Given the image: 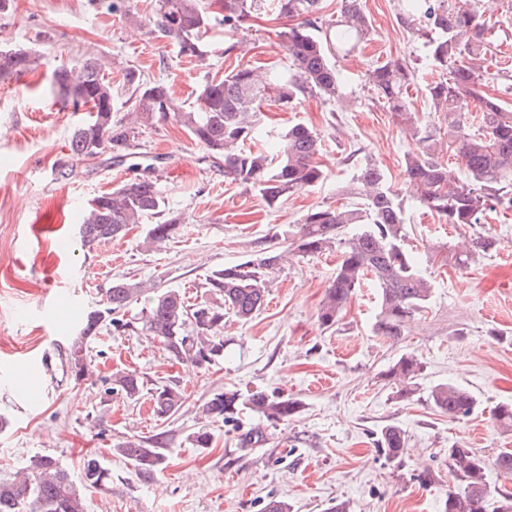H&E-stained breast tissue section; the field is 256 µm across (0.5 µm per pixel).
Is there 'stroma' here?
I'll use <instances>...</instances> for the list:
<instances>
[{"label": "stroma", "mask_w": 512, "mask_h": 512, "mask_svg": "<svg viewBox=\"0 0 512 512\" xmlns=\"http://www.w3.org/2000/svg\"><path fill=\"white\" fill-rule=\"evenodd\" d=\"M10 0L0 11V49H25L36 58L22 77L0 78V475L31 456L52 455L81 482L84 456L112 471L110 490L84 488L86 512H263L270 499L291 512H329L338 501L350 512H445L454 479L453 443L487 460L512 449V431L494 425L496 405L512 404V214L489 219L493 251L456 270L448 246L464 229L439 221L405 191V157L415 143L391 112L375 103L365 73L375 62L406 58L417 64L409 89L416 123L444 124L424 95L437 74L422 39L398 21V0H360L373 29L358 49L333 58L345 82L338 102L309 97L293 108L266 109L273 131L301 122L322 135L326 179L268 207L257 192L225 178L203 145L174 122L141 128L136 148L151 163L149 177L165 200L164 218L178 229L166 245L145 250L146 225L120 240L82 245L78 224L96 196L135 177L129 163L108 155L76 162L68 142L79 116L52 90V73L88 57L105 58L115 119H125L135 69L141 80L171 86L174 98L197 106L208 76L237 64H263L284 73L288 56L280 36L288 25L275 13L234 30L215 21L202 57L178 56L155 32V0ZM485 16L489 52L483 90L512 107V0H494ZM372 160L402 189L405 247L432 284V296L402 336L375 335L377 290L364 283L336 324L317 314L336 254L293 260L278 270L267 301L251 321L228 319L224 358L206 368L167 359L143 335L102 330L87 344L93 373L75 380L66 354L83 314L99 308L119 278L179 289L188 301L204 292L214 269L257 257L272 239L295 230L311 208L348 206L341 189L359 163ZM423 364L420 390L393 399L384 378L401 355ZM135 368L152 383H177L187 400L173 420L153 416L149 399L130 403L105 396L102 379ZM453 382L477 399L473 413L449 419L428 400L431 387ZM262 390L300 401L288 422L272 425L244 410L230 421L205 423L198 406L213 394ZM387 425L401 427L407 446L400 463L375 446ZM207 430L209 447L192 443ZM256 433L260 442L242 437ZM160 438L165 462L152 477L114 454L123 440ZM429 471L423 484L419 473Z\"/></svg>", "instance_id": "stroma-1"}]
</instances>
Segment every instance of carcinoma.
<instances>
[{"mask_svg": "<svg viewBox=\"0 0 512 512\" xmlns=\"http://www.w3.org/2000/svg\"><path fill=\"white\" fill-rule=\"evenodd\" d=\"M222 22L239 28L263 14L267 0H222ZM277 16L294 20L283 32L289 74L237 65L218 77L206 79L199 90L200 104L186 110L169 87L143 82L127 73L134 86L129 122L113 120L112 85L98 58H87L76 68L54 71L53 87L73 111L88 114L73 129L69 151L78 161L93 155L128 156L127 150L142 126L175 121L208 151V158L224 169V177L251 186L270 207L306 190L326 178L320 161V133L296 123L278 136L276 157L259 147L266 134L264 107L269 101L294 107L307 96L323 101L342 97L343 81L331 63L336 51L350 52L371 30V22L358 0H342L340 16L323 20V0H273ZM399 19L404 27L425 38L426 60L439 79L424 87L425 97L436 112L444 114L447 131L423 130L412 116L408 88L415 83L416 68L406 59H390L368 71L375 99L392 112L409 132L416 149L405 158L406 183L419 202L446 224L473 230L464 249L451 253V262L462 269L476 254L486 253L494 240L481 231L496 212H512V110L479 89L482 63L487 55L484 37L488 28L478 0H400ZM151 23L162 37L174 44L178 55L199 57L201 41L212 25L211 12L201 0H156ZM34 58L18 49L0 51V77L19 76ZM479 112L472 122V108ZM445 144L466 171L461 180L439 161L438 145ZM347 194L357 203L346 208L318 206L310 209L297 230L283 239L286 249L272 245L255 259L213 270L206 278L209 296L189 303L176 289L148 288L141 282L115 280L106 292L105 306L88 312L77 336L72 338L67 363L87 365L86 342L104 327L137 331L158 342L170 359L198 367L224 358V316L247 322L266 301L271 275L287 254L314 257L326 251L340 253L334 275L318 311L321 325L331 327L355 290L367 281L378 290L379 312L374 325L378 336L396 338L405 324L425 308L432 284L417 261L404 248L405 224L400 191L388 182L378 165L361 164L352 176ZM165 201L156 183L147 178L129 179L110 192L97 196L79 225L81 242L90 246L123 238L130 226L150 216L158 217ZM361 230L349 234L351 225ZM177 225L163 220L149 225L143 240L147 249L173 237ZM144 300L139 326L122 319L129 306ZM423 364L413 354L401 356L385 373L393 394L411 398L419 389ZM105 393H116L130 402L144 396L145 377L137 370L117 371L105 380ZM186 400L175 384L151 389L154 416L165 422ZM429 402L450 419L473 413L476 399L453 383H440L428 393ZM248 409L272 425L294 417L300 401L261 390L245 396L221 392L199 405L202 419L226 421ZM495 423L512 428V404H502L492 413ZM376 446L389 462H400L406 448L404 431L384 427ZM162 442L146 447L127 440L114 445V452L150 477L164 463ZM448 468L455 488L448 492L445 512H486L490 497H497L495 512H512V493L493 491L487 484L486 459L474 449L454 445L448 449ZM83 483L105 489L111 473L95 456L82 463ZM0 512H86L85 498L71 480L69 470L49 455H35L26 466L0 477Z\"/></svg>", "mask_w": 512, "mask_h": 512, "instance_id": "cac0c4a2", "label": "carcinoma"}]
</instances>
